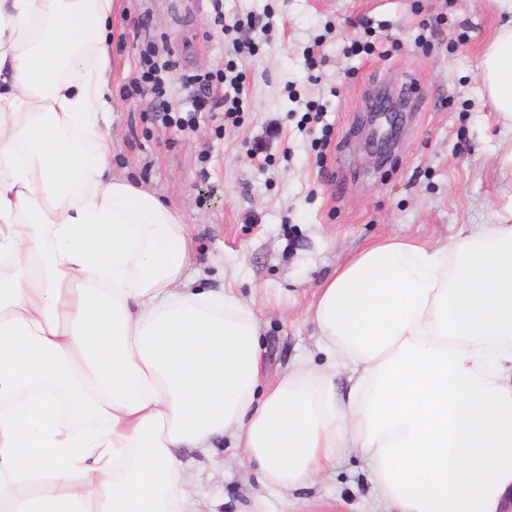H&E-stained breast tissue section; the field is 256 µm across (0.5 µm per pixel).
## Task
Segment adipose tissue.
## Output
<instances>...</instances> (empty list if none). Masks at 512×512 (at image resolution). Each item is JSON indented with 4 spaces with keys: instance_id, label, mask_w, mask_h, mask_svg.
<instances>
[{
    "instance_id": "1",
    "label": "adipose tissue",
    "mask_w": 512,
    "mask_h": 512,
    "mask_svg": "<svg viewBox=\"0 0 512 512\" xmlns=\"http://www.w3.org/2000/svg\"><path fill=\"white\" fill-rule=\"evenodd\" d=\"M115 0H0V512H187L175 454L224 437L265 487L349 451L393 512L512 491V186L499 223L368 243L309 310L326 364L263 385L259 323L185 277L177 213L113 173ZM481 81L512 123V22ZM349 373V402L333 383Z\"/></svg>"
}]
</instances>
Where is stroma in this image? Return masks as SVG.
Wrapping results in <instances>:
<instances>
[{
	"instance_id": "stroma-1",
	"label": "stroma",
	"mask_w": 512,
	"mask_h": 512,
	"mask_svg": "<svg viewBox=\"0 0 512 512\" xmlns=\"http://www.w3.org/2000/svg\"><path fill=\"white\" fill-rule=\"evenodd\" d=\"M506 0H223L227 21L259 15L269 27L254 53L233 47L213 0H122L108 32L102 124L114 171L152 189L196 239L189 271L234 290L259 320L266 378L299 357L323 364L307 308L328 273L367 243L395 235L447 239L467 224L496 223L504 173L498 146L512 139L483 93L486 45L512 14ZM149 14V24L133 22ZM437 33H430L431 24ZM176 68L166 83L176 115L154 121L130 97L142 56ZM244 76L243 110L224 119L219 75ZM186 75L211 78L193 110ZM383 86L414 88L391 159L362 147V116ZM322 122H314L316 111ZM199 512H380L366 460L344 455L305 489L272 493L242 448H190Z\"/></svg>"
}]
</instances>
